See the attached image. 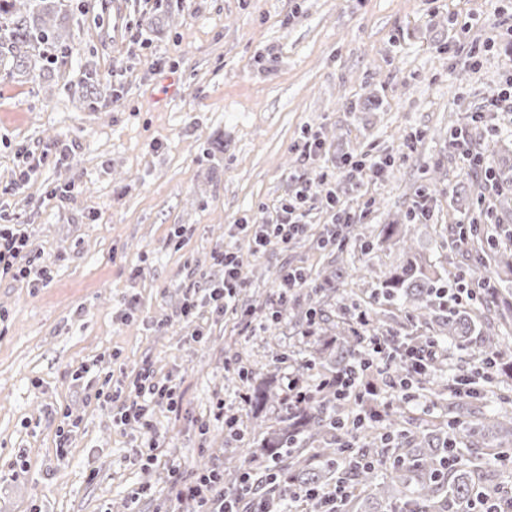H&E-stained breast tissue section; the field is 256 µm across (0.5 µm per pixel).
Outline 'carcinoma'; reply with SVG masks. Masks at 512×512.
<instances>
[{
	"label": "carcinoma",
	"instance_id": "cac0c4a2",
	"mask_svg": "<svg viewBox=\"0 0 512 512\" xmlns=\"http://www.w3.org/2000/svg\"><path fill=\"white\" fill-rule=\"evenodd\" d=\"M58 0H0V67L7 74L33 73L52 67L48 50L72 51L70 34L58 23ZM493 180L482 178L478 196L488 199L490 212L502 220V233L512 221V163L491 168ZM383 241L396 240L403 259L385 274L367 309L368 327L340 316L333 317L322 305L304 309L283 306L281 314L296 322L315 319V338L308 341L298 368L346 370L359 355L361 336L368 329L390 336L394 313L409 308L418 323L431 326L464 355L469 369L456 377L461 385L490 383L503 373V360L512 347L501 329L512 323V289L508 280L484 290L487 269L494 265L512 275V248L485 240L474 228L467 238L450 245L472 256L459 274H443L431 268L414 251L413 242L400 224H386ZM463 281L474 289L473 301L479 312L472 317L467 306L447 308L439 304L437 289L457 286ZM480 338L478 348L471 337ZM495 360V366L479 371L476 360ZM413 386L437 405L447 408L446 419L438 423L406 424L402 404L382 418H366L345 429L354 439L356 458L368 465L333 466L340 456L338 430L334 425L358 413L350 399H338L331 391L316 393L314 400L299 410H288L285 397L263 384L249 389L248 403L257 409L277 403L279 414L274 428L248 448L249 463L258 478L257 495L272 512H292L283 486L266 484V467L277 462L289 482L327 490L339 480L351 483L349 496L339 512H476L479 502L501 490L496 474L483 459H500L512 453V412L501 409L491 415L450 385H441L426 374Z\"/></svg>",
	"mask_w": 512,
	"mask_h": 512
}]
</instances>
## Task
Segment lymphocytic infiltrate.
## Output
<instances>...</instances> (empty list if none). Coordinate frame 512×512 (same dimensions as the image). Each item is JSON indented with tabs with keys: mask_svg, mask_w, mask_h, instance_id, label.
<instances>
[{
	"mask_svg": "<svg viewBox=\"0 0 512 512\" xmlns=\"http://www.w3.org/2000/svg\"><path fill=\"white\" fill-rule=\"evenodd\" d=\"M310 196L309 183L289 179L287 191L269 223L233 225L232 241L216 248L213 253L220 278L209 285L202 299L210 306L216 319H223L229 310L234 309L236 296L243 286L235 235H245L250 247L257 253L266 252L273 245H288L306 231L304 217ZM26 248L27 236L21 228L13 224L0 225V278L27 275ZM387 349L388 344L383 337L369 332L362 338L357 369L319 373L310 384L305 382L301 371H292L287 383L289 405L302 406L313 397L315 391L329 387L339 397L352 395L362 400L365 411L371 415H382L386 407L376 400V386L368 382L366 376L385 363ZM95 396L111 404L118 425H135L141 429V442L133 451L134 462L149 464L156 461L159 441L151 423L152 409L163 403L170 411L180 412L182 392L179 384L157 381L144 368L127 385L112 391L97 390ZM170 474L180 496L197 500L198 512H265L263 506L255 502L256 484L251 468H244L238 485L229 488L225 487L224 476L216 468L199 472L188 482L183 480L179 466H171Z\"/></svg>",
	"mask_w": 512,
	"mask_h": 512,
	"instance_id": "lymphocytic-infiltrate-1",
	"label": "lymphocytic infiltrate"
}]
</instances>
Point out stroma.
<instances>
[{"mask_svg": "<svg viewBox=\"0 0 512 512\" xmlns=\"http://www.w3.org/2000/svg\"><path fill=\"white\" fill-rule=\"evenodd\" d=\"M78 52L36 77H0V225H22L35 265L51 279H0V512H196L176 499L170 463L184 477L246 462L210 420L216 403L245 428L274 424L254 412L224 367L242 361L250 379L287 386L301 357L298 324L240 335V312L265 308L282 266L324 275L334 255L315 249L330 213L321 176L362 211L345 262L376 284L395 250H362L383 225L431 195L415 245L439 266L448 227L479 213L475 174L450 128L470 123L512 78V8L497 0H63ZM96 72L93 98L85 77ZM324 143L304 158L307 136ZM45 163L25 174L29 155ZM388 159L384 177L347 172L344 157ZM313 195L308 232L262 255L239 242L244 287L236 312L194 321L185 296L218 274L212 255L229 225L264 224L289 175ZM463 193H452L454 185ZM67 189L64 200L54 190ZM204 338H196V327ZM104 359L112 387L142 368L180 382L181 414L155 406L157 463L130 464L136 427L116 425L95 397L101 381L75 380ZM207 431H200L201 421ZM66 450H58L60 429Z\"/></svg>", "mask_w": 512, "mask_h": 512, "instance_id": "35a3bbf8", "label": "stroma"}]
</instances>
